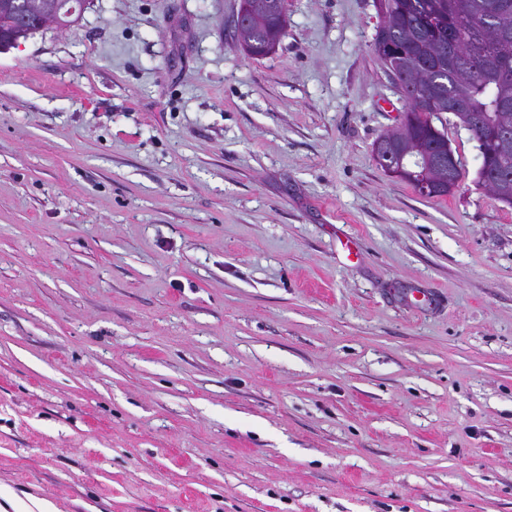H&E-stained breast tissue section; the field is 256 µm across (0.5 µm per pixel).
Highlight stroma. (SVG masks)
I'll return each instance as SVG.
<instances>
[{"label": "stroma", "instance_id": "1", "mask_svg": "<svg viewBox=\"0 0 512 512\" xmlns=\"http://www.w3.org/2000/svg\"><path fill=\"white\" fill-rule=\"evenodd\" d=\"M238 7L86 0L0 52V489L512 512V207L453 122V194L376 164L373 0H288L262 59Z\"/></svg>", "mask_w": 512, "mask_h": 512}]
</instances>
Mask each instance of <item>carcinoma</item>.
I'll return each mask as SVG.
<instances>
[{
  "mask_svg": "<svg viewBox=\"0 0 512 512\" xmlns=\"http://www.w3.org/2000/svg\"><path fill=\"white\" fill-rule=\"evenodd\" d=\"M247 25L239 42L254 54L274 41L281 30L274 3L246 0ZM370 48L392 74L402 99L404 117L384 134L392 158L413 153L431 160L443 153L445 141L434 132L432 117L458 108L471 115L467 129L477 142L484 168L477 182L495 200L512 197V75L499 64L512 65V0H384ZM58 25H68L83 0H59ZM14 0H0V48L15 37ZM463 164L453 173L433 164L439 182L460 180Z\"/></svg>",
  "mask_w": 512,
  "mask_h": 512,
  "instance_id": "cac0c4a2",
  "label": "carcinoma"
}]
</instances>
